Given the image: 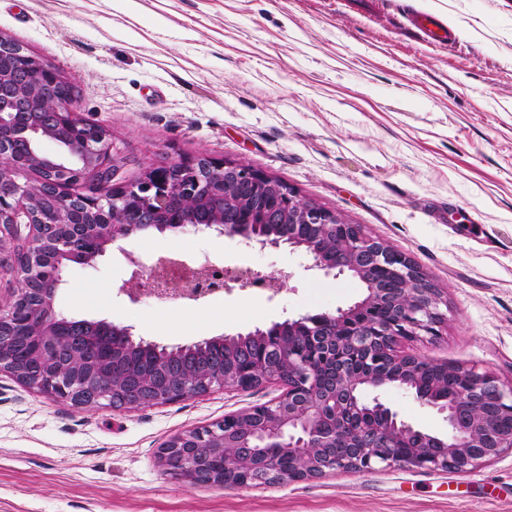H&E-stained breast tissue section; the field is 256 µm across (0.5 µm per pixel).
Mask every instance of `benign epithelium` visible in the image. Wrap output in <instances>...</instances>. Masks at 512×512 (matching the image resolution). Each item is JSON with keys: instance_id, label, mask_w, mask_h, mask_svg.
<instances>
[{"instance_id": "1", "label": "benign epithelium", "mask_w": 512, "mask_h": 512, "mask_svg": "<svg viewBox=\"0 0 512 512\" xmlns=\"http://www.w3.org/2000/svg\"><path fill=\"white\" fill-rule=\"evenodd\" d=\"M64 82L26 48L0 37V270L13 269L17 280L0 304V371L52 399L112 409L281 384L277 397L186 430L159 449L165 470L191 486L274 485L378 466L462 473L512 451V430L499 425L500 414L512 409V385L456 366L463 381L457 395L426 393L419 376L432 361L397 354L403 339L437 336L444 304L406 256L272 177L229 161L170 159L135 183L112 186L110 134L79 118L74 100L57 94ZM46 141L56 145L55 154L43 153ZM23 170L38 179L19 180ZM173 200L178 216L167 220ZM188 227L262 248H300L323 275L347 274L371 288L345 309L171 349L135 341L128 326L55 311L71 265H89L107 246L149 229ZM128 261L133 269L118 291L133 303L208 296L189 283L201 278L202 267L162 256ZM381 268L383 283L375 280ZM257 276L241 271L224 290L245 289ZM91 341L111 359L92 363L85 349ZM131 350L157 355V365L115 389L112 361ZM390 385L443 414L448 434L420 431L374 394ZM402 436L415 442L406 454L394 448Z\"/></svg>"}]
</instances>
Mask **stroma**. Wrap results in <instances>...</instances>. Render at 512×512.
I'll return each instance as SVG.
<instances>
[{"instance_id": "stroma-1", "label": "stroma", "mask_w": 512, "mask_h": 512, "mask_svg": "<svg viewBox=\"0 0 512 512\" xmlns=\"http://www.w3.org/2000/svg\"><path fill=\"white\" fill-rule=\"evenodd\" d=\"M414 0H0V35L62 72L112 134L115 182L163 159L264 172L409 257L442 289L435 340L402 355L512 383V0H441L455 43L410 30ZM181 251L291 278L198 302L133 303L124 252ZM303 250L150 230L70 269L54 306L169 348L348 307L365 290ZM215 390L135 410L79 409L0 373V512H512V452L467 473L406 467L274 486H190L158 461L174 435L277 396ZM422 431L443 414L393 386Z\"/></svg>"}]
</instances>
